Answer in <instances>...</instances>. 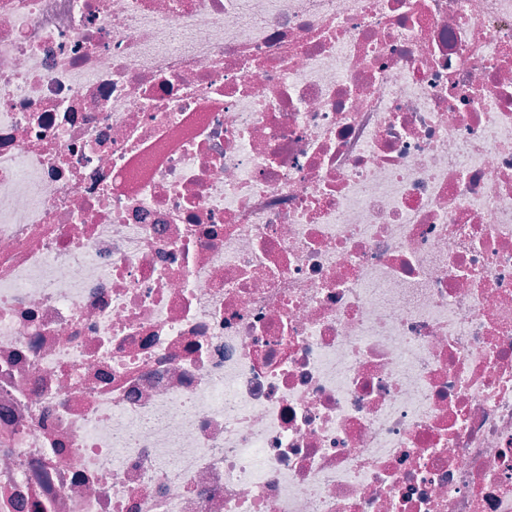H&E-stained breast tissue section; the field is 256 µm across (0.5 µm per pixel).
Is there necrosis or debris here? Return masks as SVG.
<instances>
[{"mask_svg":"<svg viewBox=\"0 0 512 512\" xmlns=\"http://www.w3.org/2000/svg\"><path fill=\"white\" fill-rule=\"evenodd\" d=\"M0 512H512V0H0Z\"/></svg>","mask_w":512,"mask_h":512,"instance_id":"necrosis-or-debris-1","label":"necrosis or debris"}]
</instances>
